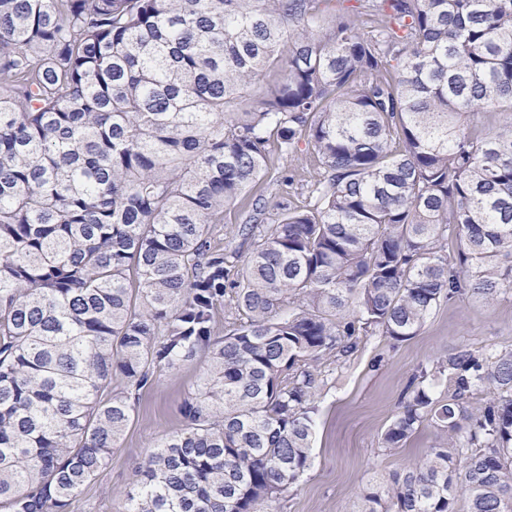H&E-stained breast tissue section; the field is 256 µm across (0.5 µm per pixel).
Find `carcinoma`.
<instances>
[{"instance_id": "obj_1", "label": "carcinoma", "mask_w": 512, "mask_h": 512, "mask_svg": "<svg viewBox=\"0 0 512 512\" xmlns=\"http://www.w3.org/2000/svg\"><path fill=\"white\" fill-rule=\"evenodd\" d=\"M479 112L512 115V0H0V512H68L199 352L127 512H274L323 357L512 291V123ZM307 155L303 204L255 190ZM427 423L355 512H512V348L431 360L382 447Z\"/></svg>"}]
</instances>
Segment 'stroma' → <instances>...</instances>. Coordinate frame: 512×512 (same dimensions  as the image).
Masks as SVG:
<instances>
[{"mask_svg": "<svg viewBox=\"0 0 512 512\" xmlns=\"http://www.w3.org/2000/svg\"><path fill=\"white\" fill-rule=\"evenodd\" d=\"M464 345L512 348V292L493 302L470 295L443 302L416 336L402 342L366 336L345 361L325 365L312 464L277 502V512H354L359 487L416 462L435 444L434 427L392 452L382 448L381 435L419 368ZM206 364L201 354L176 371L157 373L109 464L69 512H125L124 490L139 482L153 445L179 432L174 405L196 387Z\"/></svg>", "mask_w": 512, "mask_h": 512, "instance_id": "35a3bbf8", "label": "stroma"}]
</instances>
